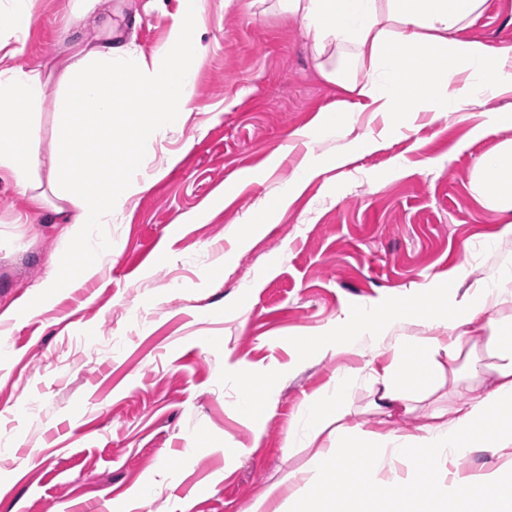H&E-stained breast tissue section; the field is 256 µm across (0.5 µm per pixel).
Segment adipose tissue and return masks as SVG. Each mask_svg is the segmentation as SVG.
I'll return each instance as SVG.
<instances>
[{
    "instance_id": "ef3b65f1",
    "label": "adipose tissue",
    "mask_w": 512,
    "mask_h": 512,
    "mask_svg": "<svg viewBox=\"0 0 512 512\" xmlns=\"http://www.w3.org/2000/svg\"><path fill=\"white\" fill-rule=\"evenodd\" d=\"M276 8L300 20L325 81L386 116L378 134L355 144L357 152L402 138L416 113L442 119L512 94V44L492 47L464 36L486 0H276ZM201 13L197 6L176 17L148 56L119 30H106L94 44L76 39L47 74L14 64L31 14L16 17L14 44L0 40V180L24 198L28 212L49 213L62 225L83 258V274H94L98 256L112 250L99 226L156 179L144 165V146L182 127L194 110L197 72L189 61L206 51L195 38ZM454 73L463 81L453 83ZM51 79L58 92L45 141L36 115ZM340 163L307 153L275 206L290 205L305 184ZM470 193L499 214L498 239H512V139L477 158ZM510 288L512 264L477 279L460 265L400 298L360 305L356 316L337 319L308 342L312 354L355 342L390 352L389 363L371 374L379 427L359 438L346 421L355 373L310 395L284 449L293 451L300 439L312 453L300 474L272 483L252 512H269L276 500L286 512H512L511 470L452 467L474 451L512 447V317L501 313ZM415 319L437 323L442 335L393 336L396 324ZM237 366L245 386L241 418L261 430L276 380L258 377L245 359ZM461 386L464 401L438 399L440 389ZM417 411L424 422L416 432L390 428V419ZM385 460L402 476L376 480Z\"/></svg>"
}]
</instances>
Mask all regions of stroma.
<instances>
[{"label": "stroma", "instance_id": "obj_1", "mask_svg": "<svg viewBox=\"0 0 512 512\" xmlns=\"http://www.w3.org/2000/svg\"><path fill=\"white\" fill-rule=\"evenodd\" d=\"M74 0H0V40L11 15L35 23L14 63L53 69L71 44L63 25ZM112 19L134 23L143 53L169 34L190 0H111ZM467 37L512 43V0H487ZM196 109L186 125L144 148L160 178L105 230L111 255L97 272L64 265L61 225L48 215L18 222L24 200L0 182V512H250L279 477L300 471L307 449L285 454L289 424L307 397L357 370L353 425L374 428L371 369L385 350L362 346L311 356L306 344L361 303L407 292L470 255L476 275L494 274L512 242L485 250L499 216L468 191L475 160L512 138H481L473 105L445 123L414 117L403 138L312 181L286 210L273 202L306 151L350 152L378 133L382 116L355 112L335 137L305 146L297 130L335 110L299 20L249 0H205L198 31ZM177 152L180 163L162 166ZM413 174L391 178L393 158ZM438 166L420 171L422 161ZM236 181L232 197L224 184ZM260 228L239 244L244 214ZM192 223H181L184 215ZM50 291H42L43 283ZM247 358L278 374L264 432L237 409Z\"/></svg>", "mask_w": 512, "mask_h": 512}]
</instances>
